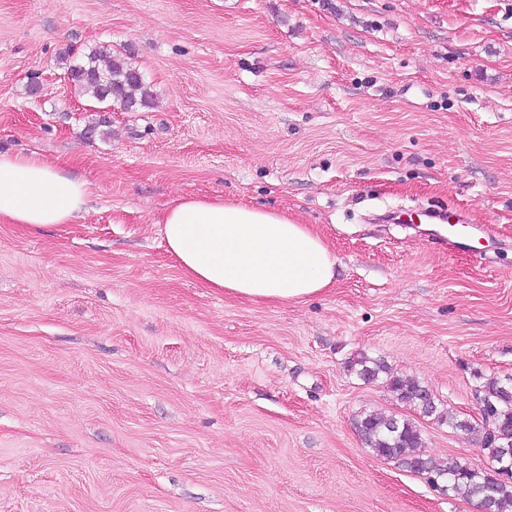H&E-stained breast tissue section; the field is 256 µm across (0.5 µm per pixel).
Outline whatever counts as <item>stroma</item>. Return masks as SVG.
Instances as JSON below:
<instances>
[{
    "label": "stroma",
    "mask_w": 512,
    "mask_h": 512,
    "mask_svg": "<svg viewBox=\"0 0 512 512\" xmlns=\"http://www.w3.org/2000/svg\"><path fill=\"white\" fill-rule=\"evenodd\" d=\"M109 46L151 107L100 106L65 54ZM0 150L90 185L72 224L0 223V512H477L377 457L364 413L422 454L488 463L357 354L480 421L512 375V0H0ZM288 212L337 259L303 303L187 278L181 196ZM464 209L497 244H434Z\"/></svg>",
    "instance_id": "stroma-1"
}]
</instances>
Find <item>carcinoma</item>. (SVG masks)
Wrapping results in <instances>:
<instances>
[{
    "label": "carcinoma",
    "mask_w": 512,
    "mask_h": 512,
    "mask_svg": "<svg viewBox=\"0 0 512 512\" xmlns=\"http://www.w3.org/2000/svg\"><path fill=\"white\" fill-rule=\"evenodd\" d=\"M74 87L99 103L116 106L123 111L152 105L154 93L138 69L126 57L101 47L91 51L84 60L68 67ZM349 371L365 381L387 375L385 385L398 400L419 409L420 414L446 423L453 429L480 433L489 450V466L476 470L457 458L436 460L417 453L421 447L420 429L409 420L394 415L369 413L355 420V430L362 444L383 459L395 460L418 474L430 475L433 484L446 483L453 496L482 507L490 502L493 512H507L512 507V478L493 477L492 470L512 463V377L490 379L483 390L487 413L504 437L488 436L487 422L473 424L438 410L430 391L412 378L389 374L383 362L361 353L348 362Z\"/></svg>",
    "instance_id": "obj_1"
}]
</instances>
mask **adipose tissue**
I'll use <instances>...</instances> for the list:
<instances>
[{
    "instance_id": "obj_1",
    "label": "adipose tissue",
    "mask_w": 512,
    "mask_h": 512,
    "mask_svg": "<svg viewBox=\"0 0 512 512\" xmlns=\"http://www.w3.org/2000/svg\"><path fill=\"white\" fill-rule=\"evenodd\" d=\"M86 181L37 154L0 153V221L40 230L86 210ZM162 233L182 272L251 302H303L336 278V258L309 225L287 213L220 197L184 196L166 210Z\"/></svg>"
}]
</instances>
